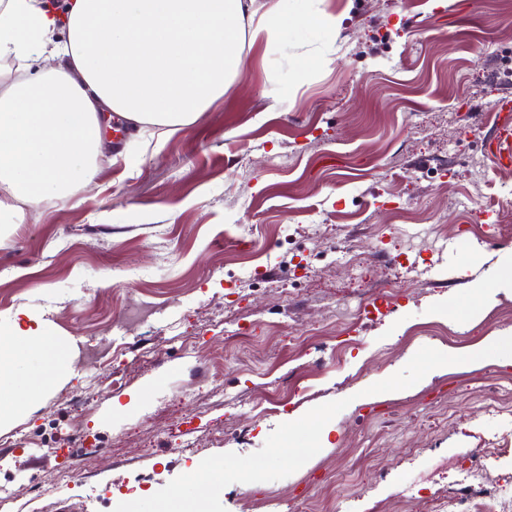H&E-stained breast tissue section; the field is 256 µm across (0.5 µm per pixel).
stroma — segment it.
Returning <instances> with one entry per match:
<instances>
[{"label": "stroma", "mask_w": 512, "mask_h": 512, "mask_svg": "<svg viewBox=\"0 0 512 512\" xmlns=\"http://www.w3.org/2000/svg\"><path fill=\"white\" fill-rule=\"evenodd\" d=\"M327 7L341 18L336 40L303 78L300 35L289 34L284 62L256 44L194 123L146 140L127 129L130 152L107 154L89 186L0 235V317L46 312L78 346L74 378L0 427V484L16 492V512H114L126 497L107 483L166 485L208 456L252 454L279 424L344 398L317 455L254 483L260 507L223 496L227 512H284L287 500L305 512H396L404 487L453 483L458 449L512 448V430L485 411L486 369L512 390V368L496 359L366 392L423 345L468 355L512 336V239L490 247L455 232L496 223L497 199H512V166L489 149L495 104L512 100V0ZM352 247L368 258L358 271ZM373 278L405 286L366 316ZM351 330L353 350L342 346ZM189 335L195 348L182 345ZM275 387L293 395L287 411L267 409ZM78 428L95 457L70 446ZM19 438L28 447H14ZM67 465L75 478L62 490Z\"/></svg>", "instance_id": "35a3bbf8"}]
</instances>
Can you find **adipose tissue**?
I'll use <instances>...</instances> for the list:
<instances>
[{"mask_svg": "<svg viewBox=\"0 0 512 512\" xmlns=\"http://www.w3.org/2000/svg\"><path fill=\"white\" fill-rule=\"evenodd\" d=\"M322 0H0V225L90 182L113 117L176 132L244 72L245 43L288 48L336 36ZM64 39H56L57 30ZM74 341L18 309L0 334V421L33 410L73 375Z\"/></svg>", "mask_w": 512, "mask_h": 512, "instance_id": "obj_1", "label": "adipose tissue"}]
</instances>
